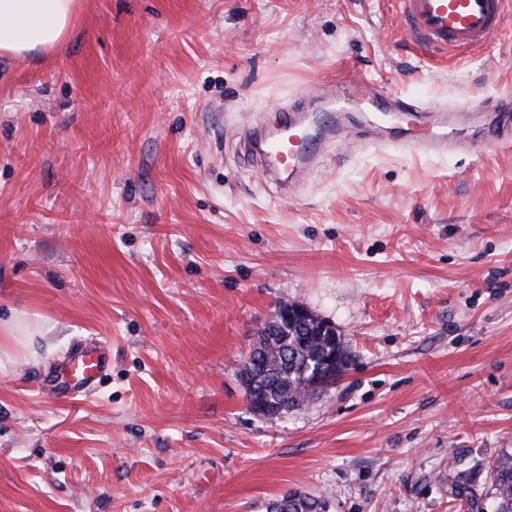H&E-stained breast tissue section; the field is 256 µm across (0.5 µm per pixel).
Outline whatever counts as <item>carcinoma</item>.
<instances>
[{
  "label": "carcinoma",
  "instance_id": "cac0c4a2",
  "mask_svg": "<svg viewBox=\"0 0 512 512\" xmlns=\"http://www.w3.org/2000/svg\"><path fill=\"white\" fill-rule=\"evenodd\" d=\"M255 352L259 363H250L241 371L246 398L255 391H265L266 397L289 413L301 409L321 391L314 374L324 359L336 355V378H341L351 365L350 350L341 336H297L290 332L264 329L258 335ZM471 477L465 472L448 476V492L468 502L471 512H485L484 501L470 490ZM492 512H512V453L497 457L491 467ZM266 512H328V502L321 496L292 492L288 503L275 498L268 502Z\"/></svg>",
  "mask_w": 512,
  "mask_h": 512
}]
</instances>
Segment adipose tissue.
Returning <instances> with one entry per match:
<instances>
[{
	"instance_id": "obj_1",
	"label": "adipose tissue",
	"mask_w": 512,
	"mask_h": 512,
	"mask_svg": "<svg viewBox=\"0 0 512 512\" xmlns=\"http://www.w3.org/2000/svg\"><path fill=\"white\" fill-rule=\"evenodd\" d=\"M78 0H0V58L24 59L58 49Z\"/></svg>"
}]
</instances>
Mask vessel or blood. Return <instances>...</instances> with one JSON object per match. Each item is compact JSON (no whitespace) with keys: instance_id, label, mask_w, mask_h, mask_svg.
I'll use <instances>...</instances> for the list:
<instances>
[{"instance_id":"b4317fda","label":"vessel or blood","mask_w":512,"mask_h":512,"mask_svg":"<svg viewBox=\"0 0 512 512\" xmlns=\"http://www.w3.org/2000/svg\"><path fill=\"white\" fill-rule=\"evenodd\" d=\"M399 20L415 47L424 54L438 51L472 49L488 44L497 34L512 0H400ZM366 100L378 112H415L425 109L413 98L390 97L370 91ZM331 117L317 134L304 127V113L294 108L280 115L281 127L271 132H247L250 146L260 155L283 161V172L292 177L311 167L321 147L348 132L349 102L345 97L329 100ZM394 145L411 152L447 147L446 136H416L400 133ZM107 366L104 357L92 345L78 347L63 367L67 378L60 391L62 397L74 398L92 389Z\"/></svg>"}]
</instances>
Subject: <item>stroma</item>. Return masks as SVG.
<instances>
[{"mask_svg": "<svg viewBox=\"0 0 512 512\" xmlns=\"http://www.w3.org/2000/svg\"><path fill=\"white\" fill-rule=\"evenodd\" d=\"M397 0H80L65 46L0 59V512H461L449 473L512 452V11L486 46L420 56ZM416 97L444 153L347 138L283 196L244 129L328 88ZM352 363L280 418L241 363L279 305ZM95 390L52 388L81 344ZM328 512V502L322 496L292 492L288 503L283 505L282 499H272L266 506V512Z\"/></svg>", "mask_w": 512, "mask_h": 512, "instance_id": "stroma-1", "label": "stroma"}]
</instances>
